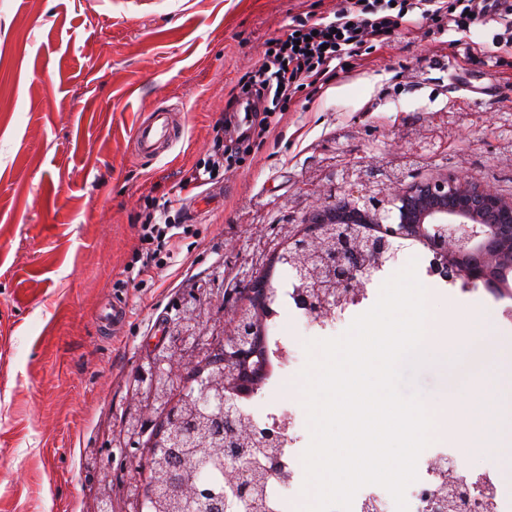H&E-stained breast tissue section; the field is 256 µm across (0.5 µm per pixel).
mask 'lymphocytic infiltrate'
I'll return each instance as SVG.
<instances>
[{"instance_id":"lymphocytic-infiltrate-1","label":"lymphocytic infiltrate","mask_w":512,"mask_h":512,"mask_svg":"<svg viewBox=\"0 0 512 512\" xmlns=\"http://www.w3.org/2000/svg\"><path fill=\"white\" fill-rule=\"evenodd\" d=\"M494 22L499 31L491 42L472 43L464 57L494 59L496 66L512 67V0H347L333 15H309L288 26L268 43L258 68L242 86L244 95L263 102L237 138L235 153L217 148L204 165L186 170L179 188L190 191L213 180L237 155L248 153L262 144L271 124L272 108L290 102L299 92L319 91L330 81L346 77L347 67L363 51L388 43L392 32L414 25L423 35H443L454 31L469 33L472 25ZM173 200L154 206L140 218V265H128V282L148 275L152 262L161 253H173L179 234L170 218Z\"/></svg>"}]
</instances>
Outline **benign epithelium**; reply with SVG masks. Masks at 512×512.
Listing matches in <instances>:
<instances>
[{
    "instance_id": "7a95c632",
    "label": "benign epithelium",
    "mask_w": 512,
    "mask_h": 512,
    "mask_svg": "<svg viewBox=\"0 0 512 512\" xmlns=\"http://www.w3.org/2000/svg\"><path fill=\"white\" fill-rule=\"evenodd\" d=\"M399 212V222L385 224L390 208ZM359 224H376L379 234L365 235ZM431 225L425 243L436 261L448 268L450 277L482 280L490 289L499 287L495 273L512 267V201L458 175L416 183L391 198L371 197L363 206L338 201L314 214L308 225L290 240L293 252H307L317 264L311 269L304 262H288L302 288L311 315L330 316L336 303L372 282L377 270L395 257L393 241L416 237L417 225ZM250 338L234 331L230 336H211L197 352L187 379H196L194 390L201 398L218 403L217 415L224 425L238 422L235 401L224 395V379L203 378L198 369L219 360L226 365L250 358ZM171 358L161 352L148 359L135 380L139 397L146 406H159L158 422L147 423L137 407L127 413L125 432L129 448L147 461L162 453V434L185 432L178 419L179 409L168 401L174 384L164 365ZM204 453L224 462L237 481L232 485L239 503L237 512H254L250 496L252 463L231 448H206ZM167 482L181 485L192 499L200 495L204 479L192 469H173Z\"/></svg>"
}]
</instances>
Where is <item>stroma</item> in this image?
Returning <instances> with one entry per match:
<instances>
[{
  "instance_id": "35a3bbf8",
  "label": "stroma",
  "mask_w": 512,
  "mask_h": 512,
  "mask_svg": "<svg viewBox=\"0 0 512 512\" xmlns=\"http://www.w3.org/2000/svg\"><path fill=\"white\" fill-rule=\"evenodd\" d=\"M341 0H0V512H128L144 471L120 447L134 375L160 337L231 331L245 289L304 221L341 199L457 174L512 201V69L467 62L454 33L398 30L346 78L297 95L268 139L170 216L184 231L144 282L146 207L214 150L218 119L270 39ZM164 107L170 154L130 148ZM124 302L117 325L103 314ZM444 319L493 318L430 285Z\"/></svg>"
}]
</instances>
